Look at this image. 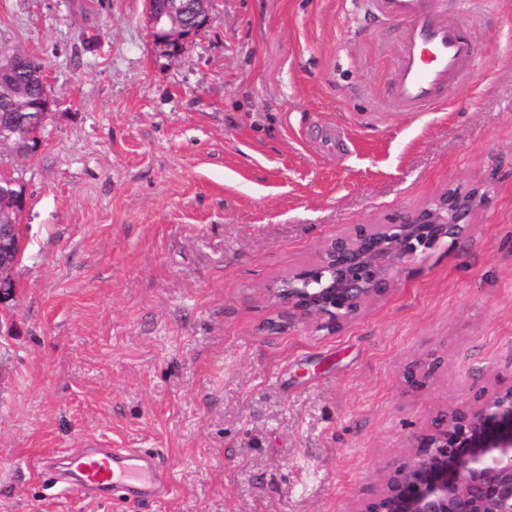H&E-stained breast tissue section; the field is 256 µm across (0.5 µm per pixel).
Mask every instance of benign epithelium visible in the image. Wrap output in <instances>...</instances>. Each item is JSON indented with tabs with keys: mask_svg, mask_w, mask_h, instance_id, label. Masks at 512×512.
Wrapping results in <instances>:
<instances>
[{
	"mask_svg": "<svg viewBox=\"0 0 512 512\" xmlns=\"http://www.w3.org/2000/svg\"><path fill=\"white\" fill-rule=\"evenodd\" d=\"M213 0H146L149 27L172 45L210 19ZM27 61L0 53V82ZM41 138L0 128V148L17 161L34 156ZM493 168L484 181L450 186L423 206L402 211L386 224H361L325 240L316 260L266 288L281 313L280 325L309 324L334 333L387 296L411 261L467 237L474 217L490 203ZM25 209L24 186L0 170V302L12 296V273L22 255L15 236ZM442 367L435 354L403 370L407 387L425 389ZM407 456L392 466L380 487L360 499L355 512H512V379L476 390L408 436Z\"/></svg>",
	"mask_w": 512,
	"mask_h": 512,
	"instance_id": "benign-epithelium-1",
	"label": "benign epithelium"
}]
</instances>
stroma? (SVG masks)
Wrapping results in <instances>:
<instances>
[{
  "label": "stroma",
  "mask_w": 512,
  "mask_h": 512,
  "mask_svg": "<svg viewBox=\"0 0 512 512\" xmlns=\"http://www.w3.org/2000/svg\"><path fill=\"white\" fill-rule=\"evenodd\" d=\"M477 56L401 112L398 30L363 0H214L172 47L145 0H0L50 79L0 304V512H354L407 437L512 377V177L471 237L330 334L277 333L268 284L353 224L512 166V0H441ZM434 351L426 390L402 369ZM157 452L169 495L65 499L41 458Z\"/></svg>",
  "instance_id": "35a3bbf8"
}]
</instances>
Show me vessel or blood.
<instances>
[{
    "label": "vessel or blood",
    "mask_w": 512,
    "mask_h": 512,
    "mask_svg": "<svg viewBox=\"0 0 512 512\" xmlns=\"http://www.w3.org/2000/svg\"><path fill=\"white\" fill-rule=\"evenodd\" d=\"M385 20L402 26L399 64L392 85L397 104L417 112L436 104L442 92L476 53L475 43L441 19L437 0H367ZM45 475L64 474L72 496L122 492L130 498H158L167 490L162 460L147 450L103 448L96 443L57 459L46 457Z\"/></svg>",
    "instance_id": "obj_1"
}]
</instances>
